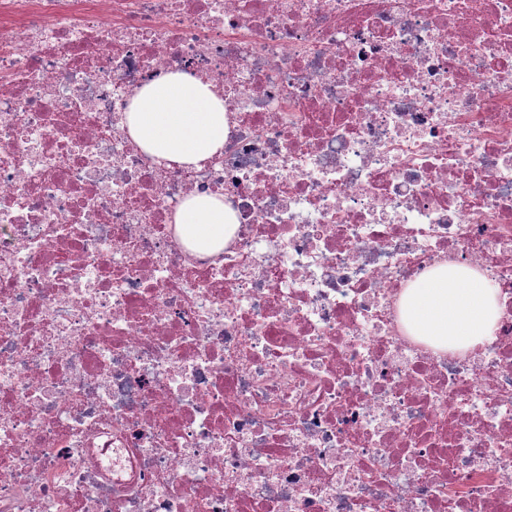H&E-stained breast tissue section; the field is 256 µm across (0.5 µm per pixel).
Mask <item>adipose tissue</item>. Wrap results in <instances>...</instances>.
<instances>
[{"label":"adipose tissue","instance_id":"1","mask_svg":"<svg viewBox=\"0 0 512 512\" xmlns=\"http://www.w3.org/2000/svg\"><path fill=\"white\" fill-rule=\"evenodd\" d=\"M125 125L154 158L195 166L223 151L228 132L223 100L180 73L140 89ZM175 222L185 244L206 250L226 239L233 218L223 199L198 195L180 204ZM401 309L408 332L439 348L480 343L493 332L499 311L497 290L482 272L445 264L406 289Z\"/></svg>","mask_w":512,"mask_h":512}]
</instances>
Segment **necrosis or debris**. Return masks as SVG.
Segmentation results:
<instances>
[{"label": "necrosis or debris", "mask_w": 512, "mask_h": 512, "mask_svg": "<svg viewBox=\"0 0 512 512\" xmlns=\"http://www.w3.org/2000/svg\"><path fill=\"white\" fill-rule=\"evenodd\" d=\"M175 72L196 167L123 124ZM444 262L466 352L401 322ZM0 512H512V0H0ZM134 141L156 159L198 166L224 149V102L207 84L170 73L144 86L125 112ZM175 223L185 244L207 250L213 244L226 240L233 218L223 199L198 195L188 197L180 204ZM401 309L412 335L439 348L471 347L496 326L497 289L480 271L439 264L406 289Z\"/></svg>", "instance_id": "necrosis-or-debris-1"}]
</instances>
